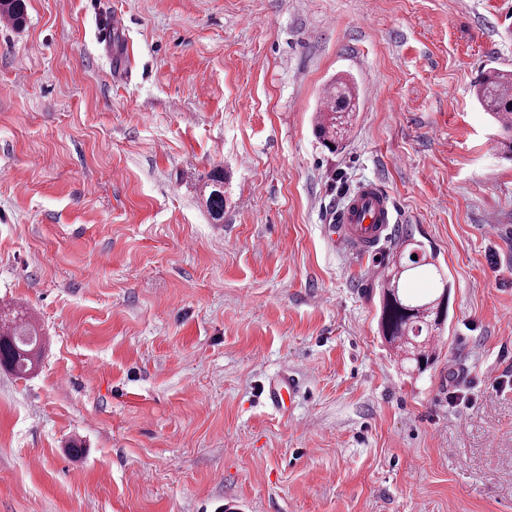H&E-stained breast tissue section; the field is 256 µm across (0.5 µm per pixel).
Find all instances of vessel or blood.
I'll return each mask as SVG.
<instances>
[{
    "label": "vessel or blood",
    "instance_id": "vessel-or-blood-1",
    "mask_svg": "<svg viewBox=\"0 0 512 512\" xmlns=\"http://www.w3.org/2000/svg\"><path fill=\"white\" fill-rule=\"evenodd\" d=\"M395 207L390 196L378 184L367 183L356 190L336 212L337 240L358 257L375 256L394 222ZM294 376L283 374L263 390L268 403L279 410L288 409L298 392Z\"/></svg>",
    "mask_w": 512,
    "mask_h": 512
}]
</instances>
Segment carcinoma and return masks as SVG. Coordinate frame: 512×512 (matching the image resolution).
I'll list each match as a JSON object with an SVG mask.
<instances>
[{
    "mask_svg": "<svg viewBox=\"0 0 512 512\" xmlns=\"http://www.w3.org/2000/svg\"><path fill=\"white\" fill-rule=\"evenodd\" d=\"M0 7L16 25L23 23L24 0H0ZM326 93L330 103L319 113L315 129L325 145L331 147L347 133L341 118L356 109L358 97L342 80L330 84ZM475 98L503 131L502 152L512 158V74L498 69L488 71L475 85ZM225 180L224 171L215 170L204 184L203 202L214 224L224 223ZM404 243L409 248L410 259L393 261L380 295L379 326L387 342L399 351L402 366L411 373L422 374L436 356L435 336L441 332V323L437 321L442 307L440 299L450 285L436 266V288L432 293L423 296L407 293L401 281L415 277L428 262L423 245L407 239ZM418 252L421 258L411 259ZM40 342L38 331L21 313L4 318L0 325V366L18 376L27 375L37 361Z\"/></svg>",
    "mask_w": 512,
    "mask_h": 512,
    "instance_id": "1",
    "label": "carcinoma"
}]
</instances>
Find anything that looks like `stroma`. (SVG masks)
Returning <instances> with one entry per match:
<instances>
[{
    "label": "stroma",
    "mask_w": 512,
    "mask_h": 512,
    "mask_svg": "<svg viewBox=\"0 0 512 512\" xmlns=\"http://www.w3.org/2000/svg\"><path fill=\"white\" fill-rule=\"evenodd\" d=\"M25 2L0 24V309L43 351L0 369V512H512V159L473 96L512 72V0ZM367 182L398 215L377 263L408 237L451 287L420 375L326 228ZM327 97L330 100L327 109L319 112L315 129L319 138L326 146H336L339 140L347 133L342 125L343 114L350 115L356 109L358 97L353 88L343 80H337L326 88ZM225 180L224 170H215L209 175L207 182L204 184L203 202L212 223L215 224L224 221V207H226ZM298 380L293 375L282 374L271 382L262 394L268 403L278 410L288 409L298 392Z\"/></svg>",
    "instance_id": "stroma-1"
}]
</instances>
